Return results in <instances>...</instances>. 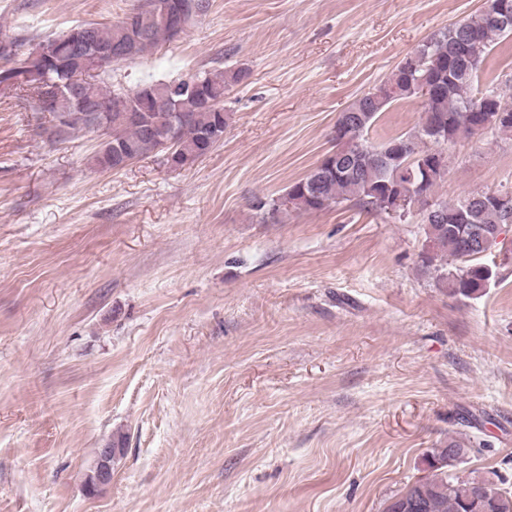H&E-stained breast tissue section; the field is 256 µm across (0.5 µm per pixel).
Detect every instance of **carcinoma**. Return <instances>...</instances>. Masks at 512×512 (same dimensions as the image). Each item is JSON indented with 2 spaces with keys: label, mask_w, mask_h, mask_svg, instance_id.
Returning a JSON list of instances; mask_svg holds the SVG:
<instances>
[{
  "label": "carcinoma",
  "mask_w": 512,
  "mask_h": 512,
  "mask_svg": "<svg viewBox=\"0 0 512 512\" xmlns=\"http://www.w3.org/2000/svg\"><path fill=\"white\" fill-rule=\"evenodd\" d=\"M158 0L133 9L131 15L142 20L147 27L146 38L134 45L128 59L134 60L163 42L174 40L169 27L150 18ZM171 12L192 9L200 4L199 14L208 11L210 0H165ZM498 0H485L483 9L470 17L453 23L421 44L413 55L418 61L415 77L408 78L405 70L396 67L384 86L393 95L377 96L378 89L361 94L338 115L337 123L344 124L353 113L360 125L350 130L351 140L336 141V150L313 168L303 179L290 185L277 198H256L252 208L262 215L275 216L290 210L318 211L345 201L361 208L384 212L387 192L392 187L418 191L432 198L448 169H435L438 162L433 155L435 147L453 143L476 131L478 113L474 108L480 95L492 89L479 84L474 63H483L487 54L501 40L512 36V25L505 27L496 21ZM474 26L479 33L481 50L478 54L461 53L456 48L458 29ZM86 34L102 46H125L131 43L126 20L116 24L86 23L68 33L22 51L14 42L0 44V58L7 65L0 66V84L9 80V88L23 93L37 102L38 110L50 116L44 131L56 140H63L75 130L102 135L93 156L95 164L104 169L120 170L132 161L163 151L166 162L173 168L193 165L211 151L213 144L205 136L224 132V91L230 84L240 82L247 70L236 69L204 77L191 75L170 82H150L134 90L114 89L98 76L84 77L89 65L86 52L71 46L70 39ZM72 76L80 77L78 109L66 113L64 125L57 124L58 114L52 105L40 102L50 93L49 79L61 84ZM439 85L442 92L423 102V117L412 132L392 137L373 145L366 135L380 116L395 101L418 97L417 82ZM167 98L181 115L176 139L166 146L157 132L167 128L174 116L172 112L157 111V102ZM105 103L112 112V123L98 127L91 118L88 106ZM134 108L141 111L144 125L127 124L120 119L121 112ZM410 143L421 146L419 158L412 164L396 153L395 144ZM508 201L500 206L480 201L450 204L436 200L434 206L448 214V221L440 224L422 214L425 241L419 253L420 268L430 276L435 286L444 288L454 296L476 298L494 277L493 270L481 262L482 253L497 245L493 241L501 226L512 223V195L505 192ZM462 224H474L485 232L482 239L468 240L457 232ZM468 453V449L450 442L446 448H435L428 458L430 473L411 485L404 493L394 497L385 512H512V492L501 488L495 481L477 477L461 480L448 473Z\"/></svg>",
  "instance_id": "obj_1"
}]
</instances>
